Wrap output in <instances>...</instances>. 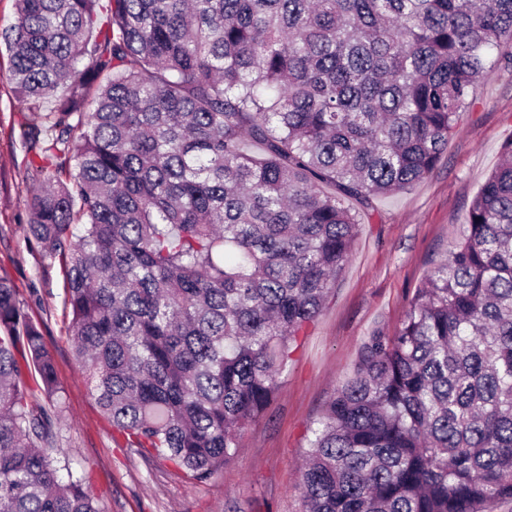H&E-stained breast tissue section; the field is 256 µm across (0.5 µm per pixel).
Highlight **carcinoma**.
Returning <instances> with one entry per match:
<instances>
[{
	"instance_id": "1",
	"label": "carcinoma",
	"mask_w": 512,
	"mask_h": 512,
	"mask_svg": "<svg viewBox=\"0 0 512 512\" xmlns=\"http://www.w3.org/2000/svg\"><path fill=\"white\" fill-rule=\"evenodd\" d=\"M0 32L74 355L125 447L232 462L374 199L428 176L512 0H16ZM309 429L304 512L512 501V138ZM25 365H20V362ZM36 376L28 384L24 371ZM53 355L0 277V512H104L54 456Z\"/></svg>"
}]
</instances>
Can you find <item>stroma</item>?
Here are the masks:
<instances>
[{
  "instance_id": "1",
  "label": "stroma",
  "mask_w": 512,
  "mask_h": 512,
  "mask_svg": "<svg viewBox=\"0 0 512 512\" xmlns=\"http://www.w3.org/2000/svg\"><path fill=\"white\" fill-rule=\"evenodd\" d=\"M479 80L435 169L413 186L377 198L352 255L283 376L265 415L243 433L233 462L206 484L113 437L67 335L65 274L28 238L27 199L36 183L27 121L0 49V276L15 285L25 310L52 349L65 406L54 419L61 460L87 474L106 512H301L299 470L307 428L352 373L373 330L395 335L415 288L445 255L469 206L512 138V42Z\"/></svg>"
}]
</instances>
